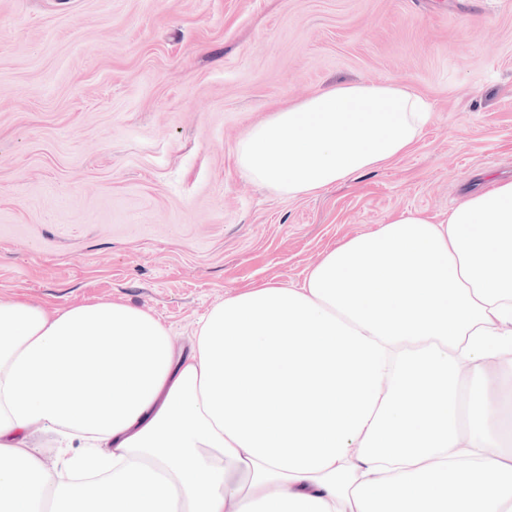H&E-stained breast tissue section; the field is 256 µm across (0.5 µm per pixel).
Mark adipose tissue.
<instances>
[{"label": "adipose tissue", "instance_id": "obj_1", "mask_svg": "<svg viewBox=\"0 0 512 512\" xmlns=\"http://www.w3.org/2000/svg\"><path fill=\"white\" fill-rule=\"evenodd\" d=\"M429 115L405 82L337 84L252 126L236 161L309 194L404 154ZM504 373L512 181L224 299L185 352L124 303L0 298V512H512Z\"/></svg>", "mask_w": 512, "mask_h": 512}]
</instances>
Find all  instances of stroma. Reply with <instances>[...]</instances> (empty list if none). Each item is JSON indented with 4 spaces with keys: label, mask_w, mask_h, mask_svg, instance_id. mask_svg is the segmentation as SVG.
<instances>
[{
    "label": "stroma",
    "mask_w": 512,
    "mask_h": 512,
    "mask_svg": "<svg viewBox=\"0 0 512 512\" xmlns=\"http://www.w3.org/2000/svg\"><path fill=\"white\" fill-rule=\"evenodd\" d=\"M432 107L391 162L309 195L251 181L246 131L329 86ZM512 178V0H0V297L154 314L299 285L401 212Z\"/></svg>",
    "instance_id": "obj_1"
}]
</instances>
